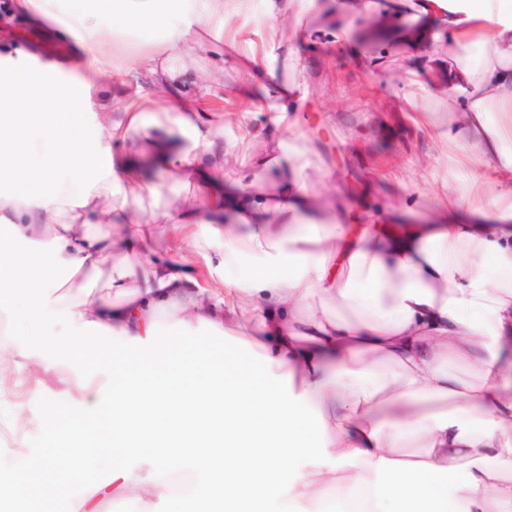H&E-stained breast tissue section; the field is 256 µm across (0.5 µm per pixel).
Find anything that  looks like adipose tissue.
<instances>
[{
    "instance_id": "adipose-tissue-1",
    "label": "adipose tissue",
    "mask_w": 512,
    "mask_h": 512,
    "mask_svg": "<svg viewBox=\"0 0 512 512\" xmlns=\"http://www.w3.org/2000/svg\"><path fill=\"white\" fill-rule=\"evenodd\" d=\"M241 0H188L187 24L171 25L158 0H71L67 31L82 49L72 63L18 68L0 61V286L30 325L29 353L42 374L87 364L109 388L82 386L65 428L76 453L19 466L0 494L48 503L73 491L86 442L98 441L105 485L79 500L122 495L185 498L206 489L223 512L244 500H273L278 512L320 493L341 512H512V198L486 209L481 195L445 192L438 219L390 233L394 216L341 207L315 224L311 191L282 128L257 154L273 192L222 179L209 165L224 145L212 132L224 116L207 109L213 91L187 89L174 58L205 46L214 21ZM386 14L418 20L409 72L424 98H443L454 123L440 140L464 138L474 163L499 159L512 181V0H382ZM156 18L165 45L145 56L152 85L167 93L164 120L147 150L118 156L112 143L145 125L151 96L124 89L112 61L118 24ZM484 43L480 66L439 51ZM190 131L184 149L172 129ZM159 165L204 198L152 223L118 215L117 197L138 195L143 169ZM233 223H225V215ZM120 233H113V224ZM95 232H87V225ZM206 226L199 236L195 226ZM166 233L170 254L152 257ZM208 245L207 277L182 256ZM118 276L98 283L115 249ZM257 271L241 278V258ZM85 286L69 296L72 282ZM176 325L233 332L267 364L264 382L229 364L193 367L157 341L160 309ZM68 342L41 333L48 317ZM142 348L138 365L114 358V344ZM482 373L479 383L448 371L449 359ZM396 368L395 378L377 372ZM386 412L385 424L372 414ZM324 432L322 444L311 434ZM421 444L415 460L398 456ZM142 449L131 465L134 449ZM194 465L203 483H176Z\"/></svg>"
}]
</instances>
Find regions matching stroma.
<instances>
[{
  "label": "stroma",
  "instance_id": "1",
  "mask_svg": "<svg viewBox=\"0 0 512 512\" xmlns=\"http://www.w3.org/2000/svg\"><path fill=\"white\" fill-rule=\"evenodd\" d=\"M341 3L312 0L299 21L290 13L268 19L265 0H246L241 8L224 14L223 41L235 43L240 52L264 55L282 85L295 83L304 92L289 106L288 119L302 131L295 146L306 183L327 198L330 209L355 202L371 212L394 207L411 222L435 216L448 183L462 188L483 181L494 193L512 195V183L496 182L494 165L459 167L457 158L465 152V143L446 152L431 135V128H448L453 114L447 101L418 98L408 73L406 45L365 41L364 17L352 12H341L334 35L320 32L319 10L339 9ZM0 17L11 27L8 34L0 33V55L28 52L33 66L54 60L55 50L69 55L78 50L74 37L59 25L33 27L18 12L15 0H6ZM161 33L149 21L123 30L128 48L114 62L124 69L129 88H150L139 57L157 46ZM258 92L253 79L228 67L213 98L214 106L224 112V125L215 135L236 147L230 170L234 177L251 178L254 156L268 138L269 115L255 111L251 102ZM146 181L156 185V193L129 197L127 209L147 221L161 212L178 213L200 195L195 186L172 183L162 169L148 172ZM330 209L319 215V222L331 220ZM27 332L22 316L0 318V346L14 353L7 370L8 390L0 398V479L18 467L19 449H27L33 458L71 454L65 439L45 430V405L54 403L59 416H67L80 396V383L104 379L102 373L77 368L62 378L35 383L26 352ZM103 510L220 512L221 506L202 492L187 499H157L147 506L126 498L109 500Z\"/></svg>",
  "mask_w": 512,
  "mask_h": 512
}]
</instances>
